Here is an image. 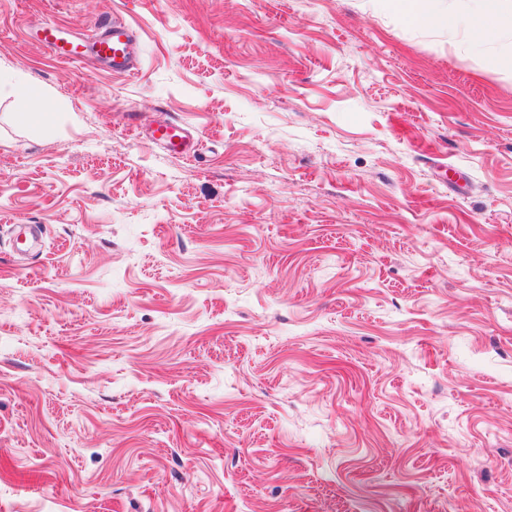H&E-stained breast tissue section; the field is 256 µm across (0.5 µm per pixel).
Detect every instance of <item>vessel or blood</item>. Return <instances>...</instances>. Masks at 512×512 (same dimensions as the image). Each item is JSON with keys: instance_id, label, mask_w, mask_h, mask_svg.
<instances>
[{"instance_id": "vessel-or-blood-1", "label": "vessel or blood", "mask_w": 512, "mask_h": 512, "mask_svg": "<svg viewBox=\"0 0 512 512\" xmlns=\"http://www.w3.org/2000/svg\"><path fill=\"white\" fill-rule=\"evenodd\" d=\"M39 45L57 59L79 63L91 58L108 65L113 74L125 76L139 66L137 34L123 19L114 17L101 24L94 34L77 37L56 26L41 22L35 32ZM149 138L169 152L189 156L195 154L197 142L188 127L167 123L152 127Z\"/></svg>"}]
</instances>
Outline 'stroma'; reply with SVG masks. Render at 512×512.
<instances>
[{"label": "stroma", "instance_id": "1", "mask_svg": "<svg viewBox=\"0 0 512 512\" xmlns=\"http://www.w3.org/2000/svg\"><path fill=\"white\" fill-rule=\"evenodd\" d=\"M113 16L129 77L25 38ZM0 73L55 112L0 99V512H512V80L467 32L0 0ZM148 136L154 143L173 154L190 156L196 153V140L190 129L181 124L167 123L151 127Z\"/></svg>", "mask_w": 512, "mask_h": 512}]
</instances>
